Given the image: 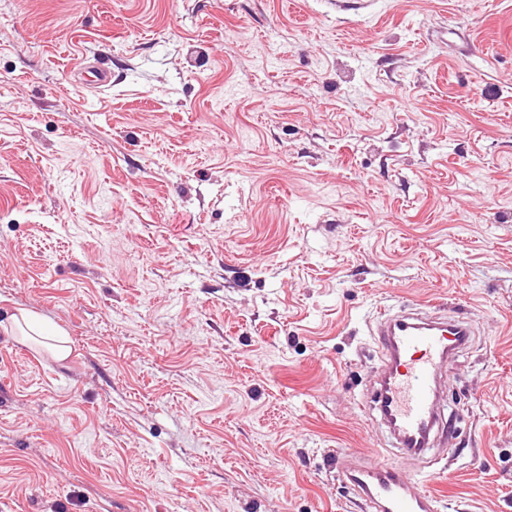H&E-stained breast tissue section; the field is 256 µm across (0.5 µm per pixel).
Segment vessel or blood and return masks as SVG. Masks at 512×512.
Here are the masks:
<instances>
[{"label":"vessel or blood","instance_id":"b4317fda","mask_svg":"<svg viewBox=\"0 0 512 512\" xmlns=\"http://www.w3.org/2000/svg\"><path fill=\"white\" fill-rule=\"evenodd\" d=\"M375 329L387 354L375 408L400 453L421 458L432 447L440 423L439 372L464 349L472 326L464 317L447 320L383 310ZM336 464L371 512H438V496L382 455L354 462L342 453Z\"/></svg>","mask_w":512,"mask_h":512}]
</instances>
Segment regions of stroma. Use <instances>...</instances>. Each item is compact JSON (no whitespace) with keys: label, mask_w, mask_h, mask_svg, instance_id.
Returning <instances> with one entry per match:
<instances>
[{"label":"stroma","mask_w":512,"mask_h":512,"mask_svg":"<svg viewBox=\"0 0 512 512\" xmlns=\"http://www.w3.org/2000/svg\"><path fill=\"white\" fill-rule=\"evenodd\" d=\"M426 304V487L512 512V0H0V314L70 347L0 331V512H367ZM0 329L5 333L21 332L24 336L47 344L58 360L66 358L70 348L66 336L62 335L59 328L49 319L32 315L19 310L18 314L9 317L6 323L0 320ZM375 329L387 354L375 409L396 440L393 447L406 458L419 459L433 446L441 420L440 369L464 349L473 334L471 323L465 317L447 320L420 312L382 310Z\"/></svg>","instance_id":"stroma-1"}]
</instances>
